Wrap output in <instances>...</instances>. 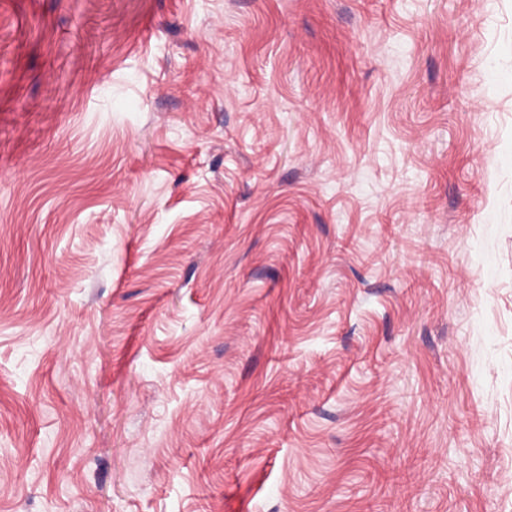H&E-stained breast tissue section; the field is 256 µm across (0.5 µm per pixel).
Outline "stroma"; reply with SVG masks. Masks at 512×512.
I'll use <instances>...</instances> for the list:
<instances>
[{"label": "stroma", "mask_w": 512, "mask_h": 512, "mask_svg": "<svg viewBox=\"0 0 512 512\" xmlns=\"http://www.w3.org/2000/svg\"><path fill=\"white\" fill-rule=\"evenodd\" d=\"M0 512H512V0H0Z\"/></svg>", "instance_id": "stroma-1"}]
</instances>
